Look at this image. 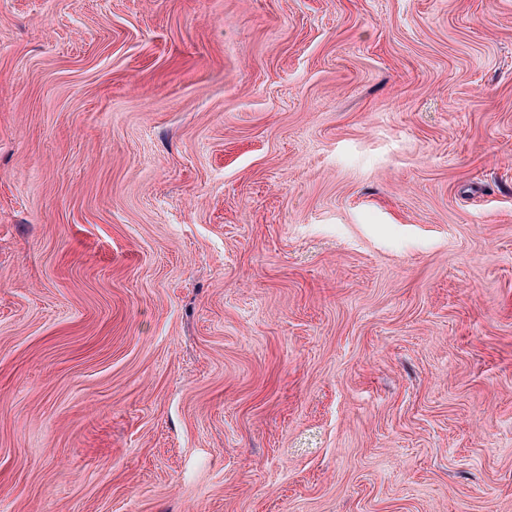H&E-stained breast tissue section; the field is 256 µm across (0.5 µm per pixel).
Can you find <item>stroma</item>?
<instances>
[{"label":"stroma","mask_w":512,"mask_h":512,"mask_svg":"<svg viewBox=\"0 0 512 512\" xmlns=\"http://www.w3.org/2000/svg\"><path fill=\"white\" fill-rule=\"evenodd\" d=\"M0 512H512V0H0Z\"/></svg>","instance_id":"35a3bbf8"}]
</instances>
